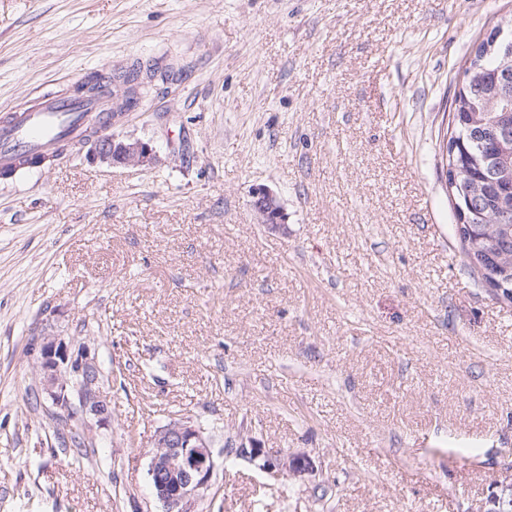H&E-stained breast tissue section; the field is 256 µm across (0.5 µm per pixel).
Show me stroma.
<instances>
[{
  "instance_id": "35a3bbf8",
  "label": "stroma",
  "mask_w": 512,
  "mask_h": 512,
  "mask_svg": "<svg viewBox=\"0 0 512 512\" xmlns=\"http://www.w3.org/2000/svg\"><path fill=\"white\" fill-rule=\"evenodd\" d=\"M512 0H0V121L156 76L114 133L0 179V512H163L151 440L207 427L199 512H480L512 463V304L464 261L446 129ZM279 199L286 231L250 201ZM97 359L110 421L63 440L32 345ZM306 458L271 477L222 451ZM87 156L92 162L111 166L150 168L157 162L156 150L148 142L120 138L110 131L90 142ZM251 206L261 224L281 229L286 224V215L278 198L265 187H256L252 191Z\"/></svg>"
}]
</instances>
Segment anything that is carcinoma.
<instances>
[{
  "instance_id": "cac0c4a2",
  "label": "carcinoma",
  "mask_w": 512,
  "mask_h": 512,
  "mask_svg": "<svg viewBox=\"0 0 512 512\" xmlns=\"http://www.w3.org/2000/svg\"><path fill=\"white\" fill-rule=\"evenodd\" d=\"M483 65L485 78L476 85L475 108L468 107L462 93H455L452 102V118L449 120V139L456 150L447 153V166L457 172V181L449 194L456 216L466 209V204L476 191L482 192L477 203L479 211L472 223L481 226L479 234L463 246L464 257L476 247L492 249L499 261L487 259L489 276L496 279L503 288L512 293V188L503 182L501 173L512 174V147L499 140L479 141L472 125L471 113L477 114V121L485 127L498 126L504 114H512V66H503V60L495 53L485 56ZM154 74L141 76L137 72L122 75L126 85L117 112L129 110L146 91ZM114 76L101 77L79 85L76 93L80 97L97 98L105 94V88L112 84Z\"/></svg>"
}]
</instances>
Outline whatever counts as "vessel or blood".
<instances>
[{"instance_id": "b4317fda", "label": "vessel or blood", "mask_w": 512, "mask_h": 512, "mask_svg": "<svg viewBox=\"0 0 512 512\" xmlns=\"http://www.w3.org/2000/svg\"><path fill=\"white\" fill-rule=\"evenodd\" d=\"M111 106L103 99L49 98L34 111L15 113L0 126V168L16 165L17 153L33 149L49 152L59 142L78 139L85 131H108Z\"/></svg>"}]
</instances>
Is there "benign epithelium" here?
Wrapping results in <instances>:
<instances>
[{"label":"benign epithelium","mask_w":512,"mask_h":512,"mask_svg":"<svg viewBox=\"0 0 512 512\" xmlns=\"http://www.w3.org/2000/svg\"><path fill=\"white\" fill-rule=\"evenodd\" d=\"M497 49L503 58L512 57V36H503L498 28L484 46L475 51L465 66V82L470 84L480 71L477 56ZM88 158L111 166L150 168L157 162L155 148L139 139L120 138L107 132L89 144ZM251 206L260 223L280 229L286 224V215L278 198L265 187L252 191ZM34 375L41 394L54 409V414L92 433L94 426L107 424L112 415L110 401L104 394L101 369L97 359L82 349L71 351L63 338H49L38 343ZM152 453L148 475L164 512H196L213 488L216 462L206 429L187 420H171L159 427L152 439ZM229 454L258 463V468L272 477L286 472L299 473L308 463L264 448H237ZM482 506L481 512H500L502 497L512 494V484L497 485Z\"/></svg>","instance_id":"benign-epithelium-1"}]
</instances>
